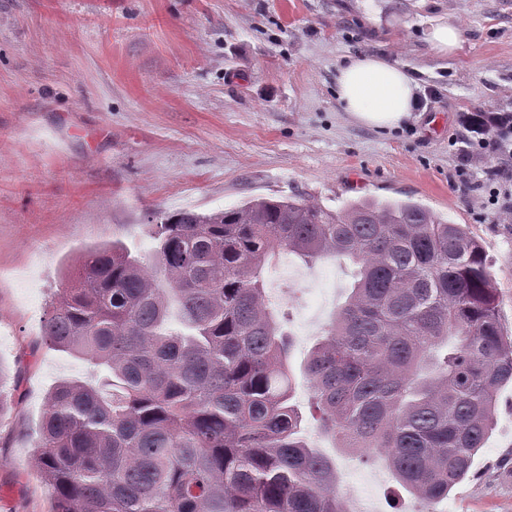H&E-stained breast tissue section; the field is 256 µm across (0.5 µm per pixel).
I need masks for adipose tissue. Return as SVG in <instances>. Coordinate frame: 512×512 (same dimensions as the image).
I'll return each mask as SVG.
<instances>
[{"label": "adipose tissue", "instance_id": "adipose-tissue-1", "mask_svg": "<svg viewBox=\"0 0 512 512\" xmlns=\"http://www.w3.org/2000/svg\"><path fill=\"white\" fill-rule=\"evenodd\" d=\"M336 88L351 123L392 130L411 118L419 84L403 67L377 55L357 54L338 68Z\"/></svg>", "mask_w": 512, "mask_h": 512}]
</instances>
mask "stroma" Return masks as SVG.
Instances as JSON below:
<instances>
[{"instance_id":"obj_1","label":"stroma","mask_w":512,"mask_h":512,"mask_svg":"<svg viewBox=\"0 0 512 512\" xmlns=\"http://www.w3.org/2000/svg\"><path fill=\"white\" fill-rule=\"evenodd\" d=\"M437 23L460 34L449 54L426 40ZM358 53L442 80L440 102L407 130L352 124L336 70ZM489 104L512 109V0H0V512H52L34 448L45 398L93 375L45 339L52 303L89 248L151 259L164 213L412 199L468 225L512 334V219L459 187L448 145L455 112ZM353 270L288 253L264 269L302 434L335 461L348 512H512L511 387L471 473L435 503L320 433L304 366Z\"/></svg>"}]
</instances>
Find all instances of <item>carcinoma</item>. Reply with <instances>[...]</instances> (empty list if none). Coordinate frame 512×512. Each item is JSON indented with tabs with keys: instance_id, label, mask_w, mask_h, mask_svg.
<instances>
[{
	"instance_id": "1",
	"label": "carcinoma",
	"mask_w": 512,
	"mask_h": 512,
	"mask_svg": "<svg viewBox=\"0 0 512 512\" xmlns=\"http://www.w3.org/2000/svg\"><path fill=\"white\" fill-rule=\"evenodd\" d=\"M71 272L44 336L108 374L49 392L35 441L52 512H347L302 435L263 268L288 251L358 265L307 371L322 426L434 503L464 480L512 384V336L480 243L411 199L253 198L155 225Z\"/></svg>"
}]
</instances>
